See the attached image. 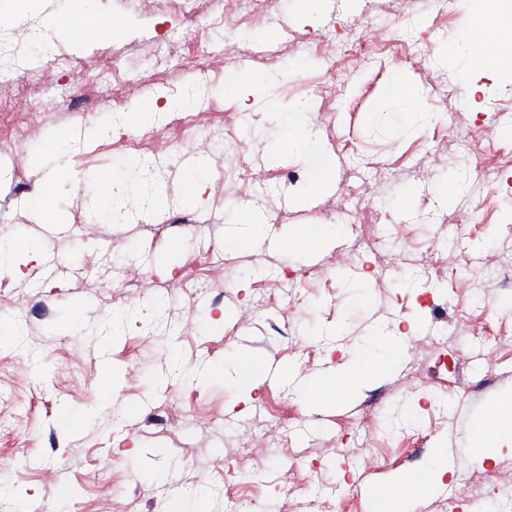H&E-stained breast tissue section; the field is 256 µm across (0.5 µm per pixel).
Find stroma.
I'll return each instance as SVG.
<instances>
[{"label":"stroma","instance_id":"1","mask_svg":"<svg viewBox=\"0 0 512 512\" xmlns=\"http://www.w3.org/2000/svg\"><path fill=\"white\" fill-rule=\"evenodd\" d=\"M175 3L154 0L148 17L141 0H90L124 28L75 39L45 26L63 0H38L29 17L54 45L47 59L0 24L28 68L26 80L0 82L17 101L0 114V475L16 495L10 512H227L231 502L237 512H374L373 487L390 486L408 462L430 469L447 447L456 468L442 479L467 491L463 512H498L512 482L490 480L512 472V447L479 458L471 431L512 397V170L494 183L480 171L489 150L512 151L500 117L512 111V74L463 75L456 41L464 19L495 0H456L441 28L436 0H321L311 13L300 0H268L251 22L211 30L209 53L225 68L205 89V120L220 134L225 119L246 114L240 144L204 156L198 200L185 196L189 150L142 170L145 186L163 184L180 224H105L93 176L107 170L125 183L134 166L95 131L128 115L109 108L111 87L87 89L84 74L117 53L132 78L169 72L162 92L143 88L133 106L178 97L192 75L176 63L193 44L172 31ZM405 15L401 43L393 33ZM363 16L365 32L354 25ZM331 40L361 50L332 64L316 52ZM263 45L272 81L234 85ZM37 78L62 89L58 107H42ZM400 79L417 85L424 118L381 107ZM312 88L335 101V124L314 108L292 112ZM22 120L37 133L12 141ZM296 123L312 154L285 149ZM61 128L71 135L67 189L58 225L39 224L31 205L56 166L49 142ZM472 130L479 168L466 171L455 144ZM319 161L330 167L326 191L303 180L225 205L239 191L221 180L225 169L307 174ZM368 198L387 227L371 250L354 214ZM249 212L277 226L279 245L246 234ZM309 227L327 242L289 244ZM27 238L38 256L16 250ZM211 259L223 278H209ZM125 273L130 286L115 287ZM428 298L445 312L434 325ZM375 336L398 339L390 360L331 402H308L305 386L360 359ZM484 349L495 351L493 367ZM275 361L298 383L266 382ZM242 362L253 364L251 379H238ZM273 409L287 417L278 442L245 447L243 433L266 430ZM397 433L406 447H394Z\"/></svg>","mask_w":512,"mask_h":512}]
</instances>
